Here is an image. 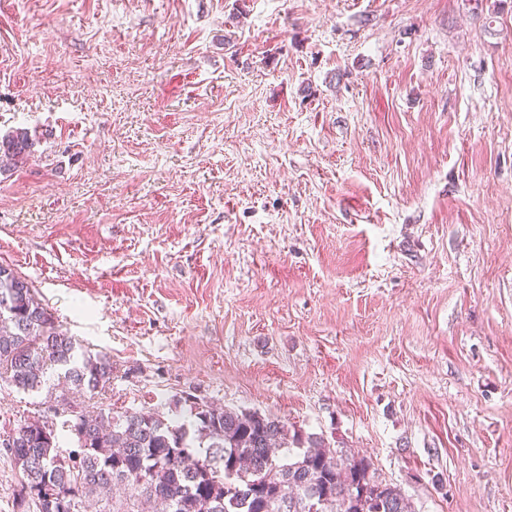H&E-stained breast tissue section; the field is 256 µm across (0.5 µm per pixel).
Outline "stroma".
Instances as JSON below:
<instances>
[{"mask_svg":"<svg viewBox=\"0 0 512 512\" xmlns=\"http://www.w3.org/2000/svg\"><path fill=\"white\" fill-rule=\"evenodd\" d=\"M0 264L90 411L183 393L512 512V0H0ZM0 378V436L53 420ZM36 132L27 128H17L0 138V171L2 167L23 163L34 151L38 142Z\"/></svg>","mask_w":512,"mask_h":512,"instance_id":"35a3bbf8","label":"stroma"}]
</instances>
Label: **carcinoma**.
<instances>
[{"label": "carcinoma", "instance_id": "1", "mask_svg": "<svg viewBox=\"0 0 512 512\" xmlns=\"http://www.w3.org/2000/svg\"><path fill=\"white\" fill-rule=\"evenodd\" d=\"M37 135L17 128L0 137V168L24 162ZM57 371L77 394L93 395L112 380V359L91 355L62 330L31 283L0 265V375L39 393ZM187 413L69 410L57 400L78 451L62 456L49 421L15 429L9 453L21 473L14 512H74L115 486L139 496L135 512H415L401 489L375 476L363 457L324 438L290 429L247 409L222 408L190 393L174 404Z\"/></svg>", "mask_w": 512, "mask_h": 512}]
</instances>
